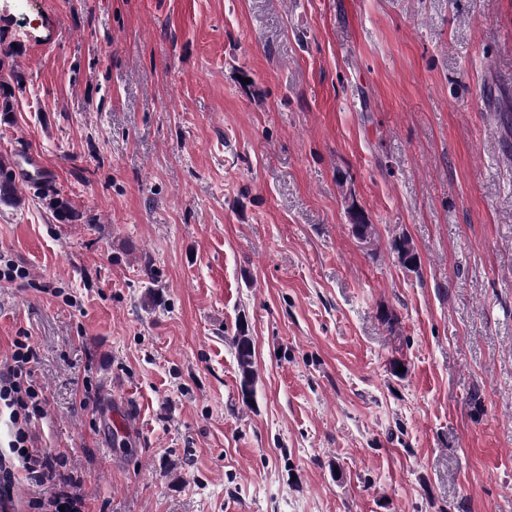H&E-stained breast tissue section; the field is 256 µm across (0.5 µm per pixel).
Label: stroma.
<instances>
[{"instance_id": "1", "label": "stroma", "mask_w": 512, "mask_h": 512, "mask_svg": "<svg viewBox=\"0 0 512 512\" xmlns=\"http://www.w3.org/2000/svg\"><path fill=\"white\" fill-rule=\"evenodd\" d=\"M0 47V163L52 174L0 361L85 512H512V0H0ZM18 175L23 184L36 180H50L52 175L44 166L41 158L35 154H29L18 165ZM232 348L237 364L240 385L248 387V393L242 392L243 403L249 404L255 382V349L253 338L243 322L238 324L235 336L232 338Z\"/></svg>"}]
</instances>
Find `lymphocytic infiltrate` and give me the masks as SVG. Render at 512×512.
Returning a JSON list of instances; mask_svg holds the SVG:
<instances>
[{"label": "lymphocytic infiltrate", "mask_w": 512, "mask_h": 512, "mask_svg": "<svg viewBox=\"0 0 512 512\" xmlns=\"http://www.w3.org/2000/svg\"><path fill=\"white\" fill-rule=\"evenodd\" d=\"M37 352L28 337L19 336L5 363L0 364V405L9 411L13 432L9 450L13 465L0 467V503L10 500L15 486L14 466H21L32 485L48 488L45 498L29 503L31 512H82L84 497L77 481L64 468L60 456L39 452L34 446L32 423L45 413L43 390L34 378Z\"/></svg>", "instance_id": "lymphocytic-infiltrate-1"}]
</instances>
